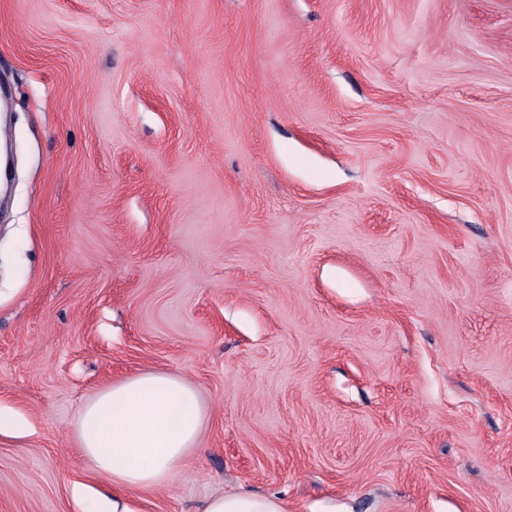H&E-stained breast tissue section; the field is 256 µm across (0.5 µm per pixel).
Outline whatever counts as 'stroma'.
Wrapping results in <instances>:
<instances>
[{
    "instance_id": "35a3bbf8",
    "label": "stroma",
    "mask_w": 512,
    "mask_h": 512,
    "mask_svg": "<svg viewBox=\"0 0 512 512\" xmlns=\"http://www.w3.org/2000/svg\"><path fill=\"white\" fill-rule=\"evenodd\" d=\"M0 512L111 498L99 389L200 444L132 512H512V0H0ZM199 512H284L274 497L249 492L214 495L207 499Z\"/></svg>"
}]
</instances>
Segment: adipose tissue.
<instances>
[{
  "mask_svg": "<svg viewBox=\"0 0 512 512\" xmlns=\"http://www.w3.org/2000/svg\"><path fill=\"white\" fill-rule=\"evenodd\" d=\"M205 407L181 376L149 371L100 389L83 406L76 438L92 469L115 493L112 512H129L123 495L169 484L198 446ZM200 512H284L273 497L249 492L215 495Z\"/></svg>",
  "mask_w": 512,
  "mask_h": 512,
  "instance_id": "obj_1",
  "label": "adipose tissue"
}]
</instances>
